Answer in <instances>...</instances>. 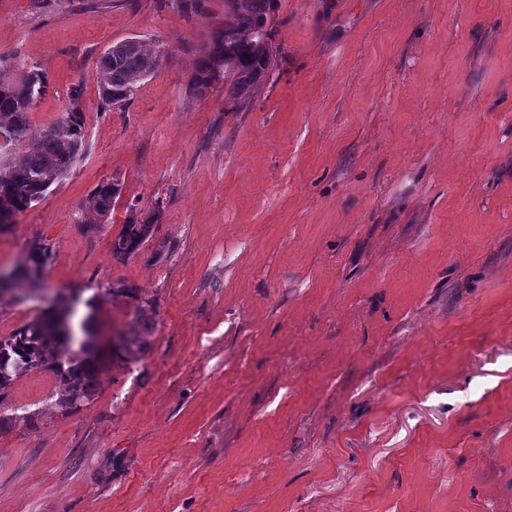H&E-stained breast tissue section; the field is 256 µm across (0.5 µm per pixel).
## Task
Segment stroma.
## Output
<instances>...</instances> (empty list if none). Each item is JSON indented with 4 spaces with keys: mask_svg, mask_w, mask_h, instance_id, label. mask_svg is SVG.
<instances>
[{
    "mask_svg": "<svg viewBox=\"0 0 512 512\" xmlns=\"http://www.w3.org/2000/svg\"><path fill=\"white\" fill-rule=\"evenodd\" d=\"M223 21L0 0V69L49 80L30 137L77 82L85 125L0 269L44 242L73 323L146 341L74 408L41 369L0 394V512H512V0H276L243 108L187 91ZM127 38L169 55L106 108L96 60ZM131 207L161 218L119 261ZM42 297L0 295V337ZM120 186H117L112 179L102 181L95 189L90 198V203L98 213L101 221L105 217L110 218L116 199L120 196Z\"/></svg>",
    "mask_w": 512,
    "mask_h": 512,
    "instance_id": "1",
    "label": "stroma"
}]
</instances>
